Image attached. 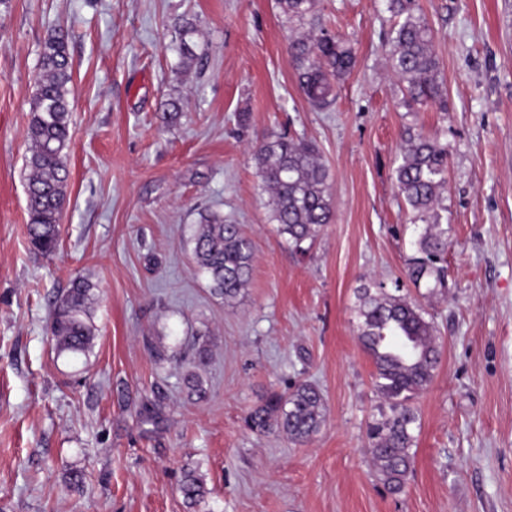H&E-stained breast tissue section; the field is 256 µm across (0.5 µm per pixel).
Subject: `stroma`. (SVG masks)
<instances>
[{
	"mask_svg": "<svg viewBox=\"0 0 512 512\" xmlns=\"http://www.w3.org/2000/svg\"><path fill=\"white\" fill-rule=\"evenodd\" d=\"M418 2L448 106L409 114L384 51L387 0H317L314 30L356 55L320 111L298 91L276 0H0V512H512V0ZM186 19L203 57L189 68L175 40ZM59 26L71 33L70 177L45 256L29 243L23 173L40 46ZM170 99L180 110L166 121ZM409 124L448 144V287L434 295L406 277L421 227L394 168ZM285 132L313 141L330 172L335 218L304 255L278 236L252 159ZM208 212L252 242L231 304L190 251ZM78 277L97 332L86 353L61 355L49 312ZM379 282L423 306L442 350L413 401L398 494L365 452L381 402L356 307ZM194 369L202 401L183 388ZM302 381L325 401L310 441L246 427L269 393ZM150 404L158 419L145 424ZM187 467L209 489L192 508Z\"/></svg>",
	"mask_w": 512,
	"mask_h": 512,
	"instance_id": "obj_1",
	"label": "stroma"
}]
</instances>
